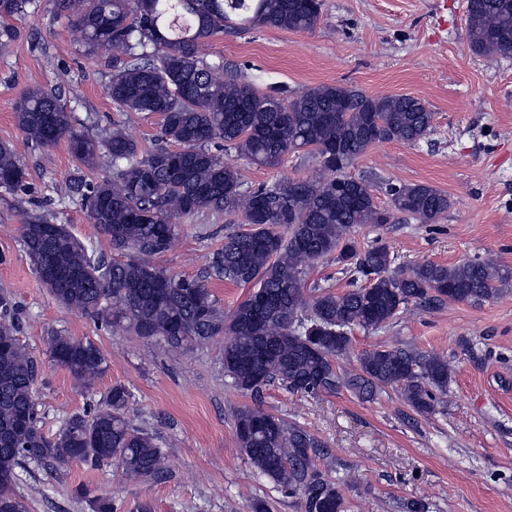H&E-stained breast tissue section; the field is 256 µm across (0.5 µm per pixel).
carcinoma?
Instances as JSON below:
<instances>
[{
	"label": "carcinoma",
	"mask_w": 512,
	"mask_h": 512,
	"mask_svg": "<svg viewBox=\"0 0 512 512\" xmlns=\"http://www.w3.org/2000/svg\"><path fill=\"white\" fill-rule=\"evenodd\" d=\"M139 2L60 5L81 27L88 54L112 63L108 94L116 110L160 115L162 140L178 149L159 145L143 152L121 123L96 141L73 128L55 97L26 91L15 118L31 144L66 141L79 171L107 157L112 177L93 182L79 174L58 195L78 200L112 249L127 255L107 260L36 206L25 210L20 226L25 253L37 275L45 263L63 275L42 283L61 306L144 338L161 337L175 350L226 336L224 374L243 392L277 381L292 395L319 397L345 388L366 400L398 387L417 414L436 413L451 381L448 358L378 347L361 352L354 371L338 364L350 352L353 329L385 327L411 303L486 300L512 274L478 259L398 270L386 245L360 252L351 238L358 226L392 224L400 214L433 224L451 208L447 193L422 184L390 187L389 205L381 208L369 182L347 174L375 143L426 138L434 113L414 96H373L341 84L291 97L286 90L261 94L208 62V39L228 29L313 30L323 0H150L147 11ZM33 3L0 0L1 53L17 37L14 21ZM466 35L476 51L512 53V0H468ZM223 146L235 158L215 153ZM301 149L316 157L320 176L242 189L236 160L274 168ZM0 175L13 178L6 191L31 195L27 169L5 142ZM205 211L240 213L249 226L227 233L209 263L216 278L253 287L228 316L198 279L170 276L166 295L158 293L162 269L154 259L169 249L175 220ZM333 254L354 287L306 293L309 271ZM0 314V512H22L13 484L27 459L55 467L73 459L114 462L131 479L159 478L164 457L151 435L130 424L122 385L109 390L104 405L70 418L55 437L41 431L34 407L37 365L16 336L15 303L6 295ZM49 349L52 361L84 387L104 372L105 358L90 341L54 336ZM235 432L249 463L297 498L301 512H343L339 481L316 463L322 444L304 428L245 407L235 414Z\"/></svg>",
	"instance_id": "carcinoma-1"
}]
</instances>
